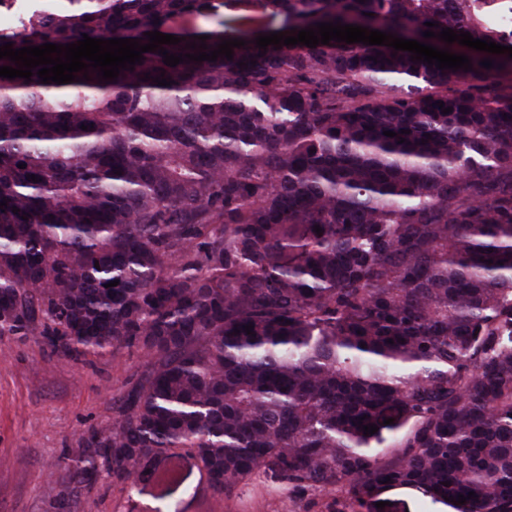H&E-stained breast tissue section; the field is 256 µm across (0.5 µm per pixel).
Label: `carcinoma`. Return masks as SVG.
I'll list each match as a JSON object with an SVG mask.
<instances>
[{
	"label": "carcinoma",
	"mask_w": 512,
	"mask_h": 512,
	"mask_svg": "<svg viewBox=\"0 0 512 512\" xmlns=\"http://www.w3.org/2000/svg\"><path fill=\"white\" fill-rule=\"evenodd\" d=\"M243 1L259 15L224 17ZM337 21L472 69L256 47ZM446 27L512 46V0H33L0 31L246 41L145 52L113 82L0 77V336L143 353L86 441L112 483L164 484L155 512L193 495L186 457L226 496L259 477L362 512L409 485L512 512V59L423 37Z\"/></svg>",
	"instance_id": "obj_1"
}]
</instances>
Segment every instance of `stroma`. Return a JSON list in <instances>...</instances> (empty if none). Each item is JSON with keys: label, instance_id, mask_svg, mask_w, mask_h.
<instances>
[{"label": "stroma", "instance_id": "35a3bbf8", "mask_svg": "<svg viewBox=\"0 0 512 512\" xmlns=\"http://www.w3.org/2000/svg\"><path fill=\"white\" fill-rule=\"evenodd\" d=\"M131 348L80 359L32 337L0 336V512H154L162 488L149 481L112 484L88 472L89 432L111 430L121 390L144 368ZM195 495L185 512H323L324 497L295 500L287 487L256 481L213 495L193 460L180 463ZM63 489V497L48 490ZM364 512H452L412 486L383 489Z\"/></svg>", "mask_w": 512, "mask_h": 512}]
</instances>
